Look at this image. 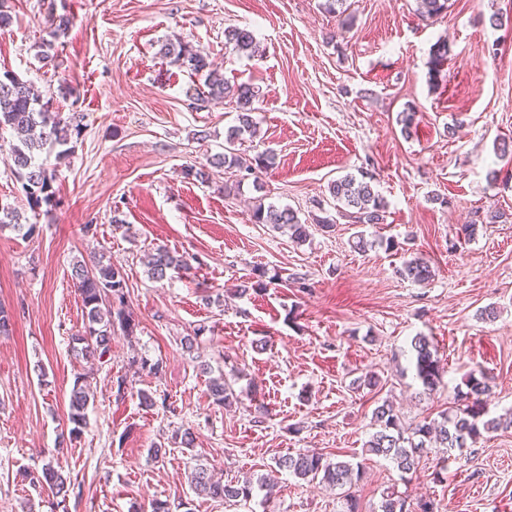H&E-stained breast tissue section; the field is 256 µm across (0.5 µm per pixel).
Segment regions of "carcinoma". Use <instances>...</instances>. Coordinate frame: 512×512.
<instances>
[{"instance_id": "cac0c4a2", "label": "carcinoma", "mask_w": 512, "mask_h": 512, "mask_svg": "<svg viewBox=\"0 0 512 512\" xmlns=\"http://www.w3.org/2000/svg\"><path fill=\"white\" fill-rule=\"evenodd\" d=\"M448 11V0H421V15L439 16ZM73 14L67 9L59 15L51 16L50 39L40 45L39 58L50 61V50L54 42L65 35L73 24ZM224 45L247 55L256 45L254 32L249 28L229 27L224 30ZM159 53L165 57L175 56L180 67L191 76L204 77L203 99L222 103L226 100L235 104L238 124L228 128L224 138V153L211 158L200 168H191L188 174L205 183L210 180V169L239 172L243 169L250 174L265 170L275 164V154L268 151L254 159V163L243 166L237 153V143L245 136H255L256 121L252 117L258 91L247 83L229 84L224 76L210 68L208 57L200 51L171 42L161 45ZM10 129L17 134L18 142L11 147L15 177L22 184L27 205L37 214L42 207L52 208L55 203L53 182L57 178V168L40 159L46 145L66 146L72 136L81 131V116L77 112L65 115L55 111L50 102L43 101L33 86L9 71L0 73V131ZM373 177L366 175L358 180L345 176L331 183L330 194L336 204V216L326 215L315 218L321 230L331 231L338 219L347 218L353 224H381L384 221L385 203L372 185ZM252 220L256 224H268L275 230H285L297 242L306 241L309 225L302 222L298 213L287 207L273 203L254 205ZM10 227L23 237L36 231V225L22 223V214L13 204L0 201V228ZM147 266L152 278L163 280L168 273L176 270H189V260L178 256L164 247H158L148 256ZM397 274L417 284H425L433 277L432 267L425 259L415 256L406 260L397 269ZM73 284L77 288L85 313L83 331L71 337L72 352L83 359L101 360L110 351L115 327L127 336L134 334L136 323L126 310L129 291L125 275L112 263L99 261L92 269L81 264L72 267ZM275 277L259 267L254 269L253 281L244 286L241 292H260L267 288V282ZM411 352L415 379L423 388L432 391L439 384L443 368L433 341L423 335L411 340ZM466 390H457L456 402L440 414V419L423 420L407 430L402 425L393 406L384 402L372 413L374 432L365 442L363 453L393 463L401 474L417 471L421 459L433 448L459 449L476 445L484 435L500 428H512V412L509 418L489 416V409L483 395L486 392V376L481 370H471L464 377ZM117 397L134 393L140 403L152 408L156 401L145 390H133L127 379L116 381ZM208 397L212 404L224 406L233 397L231 383L225 378L209 381ZM91 394L84 376L74 378L71 389L67 418L72 428L69 434L78 438L87 427V408ZM275 467L280 471L308 482H318L329 489L343 490L352 486L361 471L349 461L334 460L326 454L306 450L275 459ZM191 484L197 494L213 501L224 503L246 502L253 497L255 488H273L270 477L262 474L256 478L244 476L237 480L215 479L202 464L191 466ZM65 467L60 461L50 460L41 473L30 477V483L46 487L59 496L68 492ZM381 512H408L406 500L395 492H388L381 502Z\"/></svg>"}]
</instances>
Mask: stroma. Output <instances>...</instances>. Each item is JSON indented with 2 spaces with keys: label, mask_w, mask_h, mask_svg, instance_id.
<instances>
[{
  "label": "stroma",
  "mask_w": 512,
  "mask_h": 512,
  "mask_svg": "<svg viewBox=\"0 0 512 512\" xmlns=\"http://www.w3.org/2000/svg\"><path fill=\"white\" fill-rule=\"evenodd\" d=\"M325 2L8 0L0 72L31 83L54 110L80 113L82 131L38 233L0 229V304L13 314L11 334L0 336V512H50L52 493L28 475L53 456L73 483L66 512H152L158 500L171 512H346L341 490L285 472L271 493L232 506L197 496L187 480L194 457L235 480L300 450L362 463L351 487L358 512H380L390 490L410 512L423 501L433 512H512V428L460 451L432 449L407 476L362 456L377 405H393L406 425L438 417L474 367L489 376L491 414L512 408V159L496 150L512 137V0H448L447 13L428 20L417 0H346L342 13ZM63 6L75 23L42 62L48 12ZM498 10L509 22L495 29ZM244 25L257 56L224 46L225 28ZM439 41L448 60L434 86ZM166 42L202 51L225 80L258 89L257 134L238 153L246 163L275 153L259 182L220 170L206 183L188 176L223 152L236 111L198 101L202 79L160 54ZM408 108L418 124L405 134L396 116ZM364 172L386 216L366 226L375 245L360 251L355 225L342 219L324 232L312 220L332 209L333 180ZM261 194L309 223L306 242L253 223ZM472 222L477 235L460 241ZM161 245L198 262L154 279L146 257ZM101 255L124 272L138 328L116 332L107 362L91 366L69 346L83 328L71 273ZM416 255L435 273L424 285L396 273ZM257 266L274 283L239 295ZM193 333V350L182 348ZM418 334L433 337L445 367L432 392L413 377ZM145 362L159 374L142 371ZM80 372L94 403L72 443L68 403ZM222 373L237 396L223 408L207 395L209 377ZM368 373L378 387L361 385ZM120 376L158 407L117 398ZM258 401L268 410L260 421ZM181 427L192 429L193 451L174 444ZM159 443L166 453L155 462L148 452Z\"/></svg>",
  "instance_id": "1"
}]
</instances>
